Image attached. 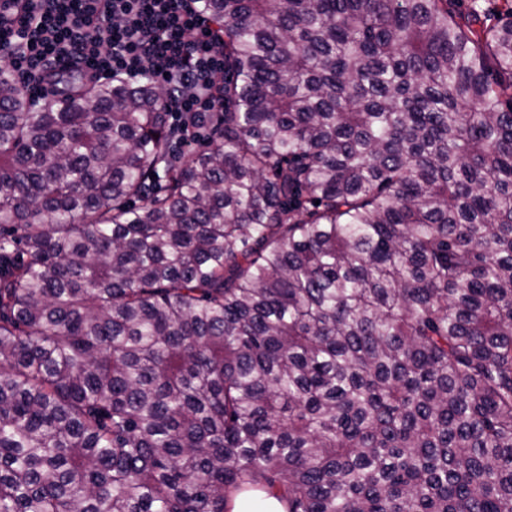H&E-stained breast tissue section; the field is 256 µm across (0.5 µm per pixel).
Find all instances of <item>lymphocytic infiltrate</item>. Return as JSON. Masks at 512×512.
<instances>
[{
    "mask_svg": "<svg viewBox=\"0 0 512 512\" xmlns=\"http://www.w3.org/2000/svg\"><path fill=\"white\" fill-rule=\"evenodd\" d=\"M0 59L16 92L39 101L62 68L163 79L162 110L183 152L222 119L223 36L195 0H0Z\"/></svg>",
    "mask_w": 512,
    "mask_h": 512,
    "instance_id": "obj_1",
    "label": "lymphocytic infiltrate"
}]
</instances>
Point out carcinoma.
<instances>
[{
	"mask_svg": "<svg viewBox=\"0 0 512 512\" xmlns=\"http://www.w3.org/2000/svg\"><path fill=\"white\" fill-rule=\"evenodd\" d=\"M204 0L224 115L0 65V512H512V19ZM266 497V494L261 493V497L255 499L253 496H238L232 507V512H284L285 510L272 497Z\"/></svg>",
	"mask_w": 512,
	"mask_h": 512,
	"instance_id": "obj_1",
	"label": "carcinoma"
}]
</instances>
